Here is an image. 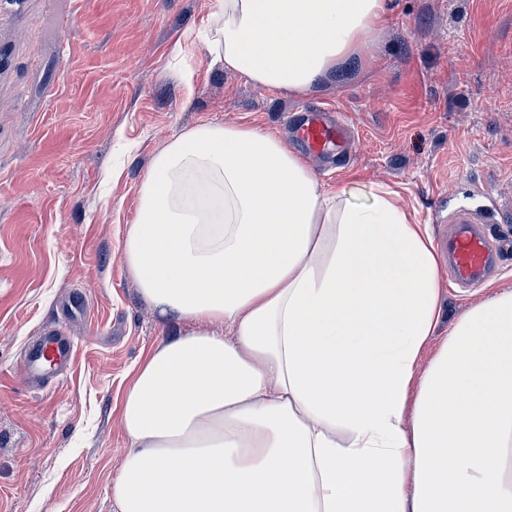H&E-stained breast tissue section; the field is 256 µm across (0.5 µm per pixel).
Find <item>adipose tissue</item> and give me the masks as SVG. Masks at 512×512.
I'll return each mask as SVG.
<instances>
[{
	"label": "adipose tissue",
	"mask_w": 512,
	"mask_h": 512,
	"mask_svg": "<svg viewBox=\"0 0 512 512\" xmlns=\"http://www.w3.org/2000/svg\"><path fill=\"white\" fill-rule=\"evenodd\" d=\"M386 18V0H221L207 47L305 94ZM121 260L194 329L124 393L116 512H512V290L425 357L438 263L389 187L354 204L275 136L201 123L155 154Z\"/></svg>",
	"instance_id": "1"
}]
</instances>
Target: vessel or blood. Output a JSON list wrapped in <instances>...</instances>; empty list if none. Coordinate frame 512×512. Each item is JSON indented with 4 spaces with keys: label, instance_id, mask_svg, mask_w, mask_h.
I'll return each instance as SVG.
<instances>
[{
    "label": "vessel or blood",
    "instance_id": "obj_1",
    "mask_svg": "<svg viewBox=\"0 0 512 512\" xmlns=\"http://www.w3.org/2000/svg\"><path fill=\"white\" fill-rule=\"evenodd\" d=\"M49 0H0V23L27 21L35 7ZM353 130L341 115L325 107L303 109L295 126V140L306 153L318 155L326 149L346 152ZM453 231L445 249L453 280L475 285L490 279L497 271L499 250L490 241L477 216L457 211L446 215ZM77 342L74 333L62 323L46 326L39 338L21 354L23 376L30 386L47 387L65 376L74 361Z\"/></svg>",
    "mask_w": 512,
    "mask_h": 512
}]
</instances>
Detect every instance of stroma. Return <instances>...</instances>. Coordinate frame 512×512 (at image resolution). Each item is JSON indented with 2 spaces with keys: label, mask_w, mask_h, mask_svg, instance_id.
<instances>
[{
  "label": "stroma",
  "mask_w": 512,
  "mask_h": 512,
  "mask_svg": "<svg viewBox=\"0 0 512 512\" xmlns=\"http://www.w3.org/2000/svg\"><path fill=\"white\" fill-rule=\"evenodd\" d=\"M388 5L352 65L306 94L212 64L200 35L217 0H56L0 30L14 47V77L0 86V512H115L121 396L148 351L183 330L142 300L121 247L154 155L186 128L249 125L285 143L297 106L337 107L357 137L347 165L332 152L307 159L325 188L363 204L387 186L436 241L447 209L512 240V223L497 221L512 204V0ZM498 265L464 291L443 281L427 354L460 313L512 289V251ZM71 292L89 305L73 324L75 363L30 388L19 353Z\"/></svg>",
  "instance_id": "1"
}]
</instances>
